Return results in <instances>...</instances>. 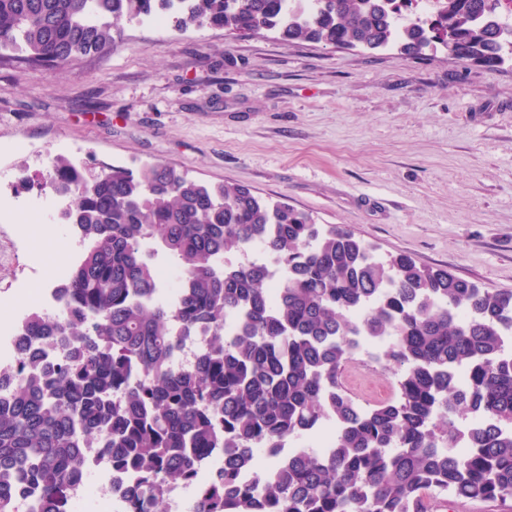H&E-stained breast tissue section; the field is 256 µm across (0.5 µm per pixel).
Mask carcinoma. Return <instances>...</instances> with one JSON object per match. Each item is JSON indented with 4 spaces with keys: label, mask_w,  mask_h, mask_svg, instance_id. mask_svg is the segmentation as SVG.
I'll use <instances>...</instances> for the list:
<instances>
[{
    "label": "carcinoma",
    "mask_w": 512,
    "mask_h": 512,
    "mask_svg": "<svg viewBox=\"0 0 512 512\" xmlns=\"http://www.w3.org/2000/svg\"><path fill=\"white\" fill-rule=\"evenodd\" d=\"M503 0H0V59L58 68L107 51L124 23L280 40L439 50L487 68L512 56ZM50 184L22 167L18 184L70 198L59 221L82 244L57 285L58 311L32 310L30 351L0 401V512L16 482L39 489L32 512H67L68 491L95 442L128 475V512H163L202 456L224 452L203 489L204 512H428L435 491L462 501L512 499V289L489 290L399 254L382 257L342 225L324 228L241 184H208L162 163L87 168L54 157ZM259 244L286 276L270 297ZM183 273L161 295L159 260ZM202 335L193 367L180 336ZM395 379L392 398L359 404L342 383L361 341ZM465 372L458 384L459 372ZM331 447L279 449L321 426ZM275 458L247 481L253 446Z\"/></svg>",
    "instance_id": "1"
}]
</instances>
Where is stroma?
<instances>
[{"instance_id": "stroma-1", "label": "stroma", "mask_w": 512, "mask_h": 512, "mask_svg": "<svg viewBox=\"0 0 512 512\" xmlns=\"http://www.w3.org/2000/svg\"><path fill=\"white\" fill-rule=\"evenodd\" d=\"M75 163L168 164L204 181L237 183L288 203L323 226L343 225L377 254L406 253L489 289L512 288V61L490 69L285 43L264 31L231 38L129 22L109 51L58 69L0 60V226L25 242L0 267L7 284L37 267H68L64 228L28 224L17 168L45 171L44 151ZM362 404L390 375L349 364Z\"/></svg>"}]
</instances>
